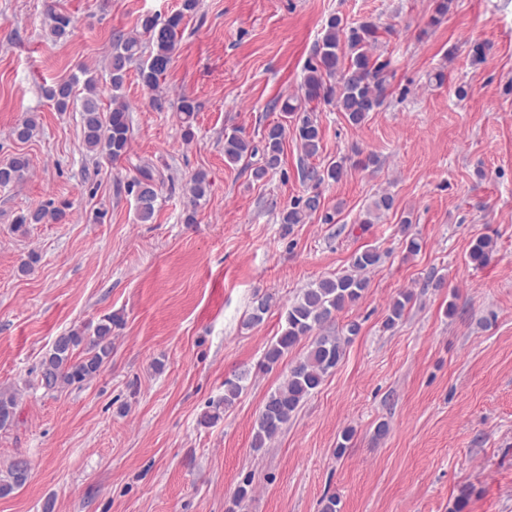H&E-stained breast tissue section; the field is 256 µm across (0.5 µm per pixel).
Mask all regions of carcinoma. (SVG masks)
I'll use <instances>...</instances> for the list:
<instances>
[{
	"instance_id": "cac0c4a2",
	"label": "carcinoma",
	"mask_w": 512,
	"mask_h": 512,
	"mask_svg": "<svg viewBox=\"0 0 512 512\" xmlns=\"http://www.w3.org/2000/svg\"><path fill=\"white\" fill-rule=\"evenodd\" d=\"M197 0H182L181 8L167 17L145 14L140 17L137 31L117 32L112 37V51L108 55L106 72L112 90L110 102L101 103L98 78L95 72L81 69V80L73 77L44 88L43 94L53 102L58 112H68L81 101L82 144L86 152L110 162H118L130 151V106L122 95L131 65H136L143 86L154 90L164 78L177 48L185 18L195 12ZM49 36L54 41L66 39L71 33L69 15L51 11ZM380 26L373 21L348 25L339 17L330 18L321 41L305 66L301 83L303 94L285 100L280 108L283 119L267 125L259 142L238 129L224 133V158L230 164H244L250 177L260 182L279 169L284 160V144L291 137L307 159L317 158L322 152L323 135L315 110L310 103L321 100L331 105L353 126L365 122L379 109L389 85L387 64L375 55L379 45ZM83 84L85 94L77 98L75 87ZM177 111L182 115L184 138L194 137L192 120L197 112L193 99L180 100ZM40 129L38 115L29 113L17 123L11 134L14 139L28 142ZM30 160L16 154L0 165V186L16 185L26 179ZM343 173V162L331 161L320 167L304 169L303 177L312 183L311 191L294 198L280 213V223L291 227L305 224L318 215L325 224L334 221V215L324 209V200L318 187L326 181H337ZM210 189L207 173L199 171L191 178V202L186 210L185 223L195 222L196 208L206 199ZM125 193L134 198L137 216L147 222L153 218L158 199V187L152 170L137 169V175L124 183ZM394 198L388 193L379 195L366 210L365 224L393 209ZM67 206L48 201L34 208L20 211L14 219V230L23 234L33 224H58L67 219ZM494 249L488 238H479L471 246L469 258L481 266L490 259ZM381 260L374 248L358 250L352 257V270L333 278H324L303 289L286 305L280 314V334L271 341L263 355V365L271 369L302 340L310 343L305 355L288 370L284 382L266 398L253 428L252 446L264 448L288 423L305 400L313 395L344 355V345L359 332L355 321L346 325L347 335L331 332L336 314L354 306L369 288L366 273ZM412 295L401 293L391 302L384 328L393 329L405 316ZM119 318L108 316L93 328L91 336L83 330H71L56 337L43 356L36 382L47 393L79 387L100 373L112 356V329ZM248 373L242 372L224 380V397L212 404V410L202 416L200 423L209 425L220 418V411L233 405L244 389ZM17 397L0 392V430L15 421ZM31 474V465L25 459L12 462L7 475L0 477V496H7L23 488Z\"/></svg>"
}]
</instances>
